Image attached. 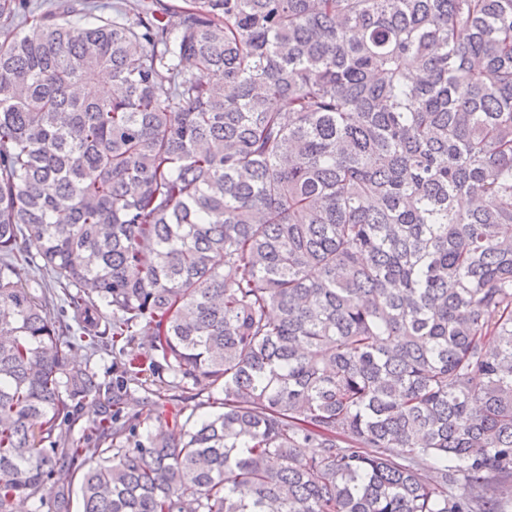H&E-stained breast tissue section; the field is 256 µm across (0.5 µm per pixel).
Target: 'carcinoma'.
<instances>
[{
  "mask_svg": "<svg viewBox=\"0 0 512 512\" xmlns=\"http://www.w3.org/2000/svg\"><path fill=\"white\" fill-rule=\"evenodd\" d=\"M75 497L512 512V0H0V512ZM72 361L74 365L82 368L90 365L97 371L99 378L106 382L112 379V376L115 377L120 366L111 355L96 353L90 356V352L79 347L72 352Z\"/></svg>",
  "mask_w": 512,
  "mask_h": 512,
  "instance_id": "cac0c4a2",
  "label": "carcinoma"
}]
</instances>
